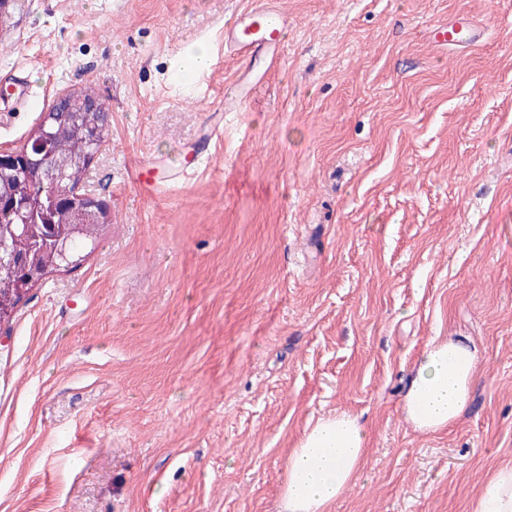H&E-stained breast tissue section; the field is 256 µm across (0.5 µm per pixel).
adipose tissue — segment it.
I'll use <instances>...</instances> for the list:
<instances>
[{
	"mask_svg": "<svg viewBox=\"0 0 512 512\" xmlns=\"http://www.w3.org/2000/svg\"><path fill=\"white\" fill-rule=\"evenodd\" d=\"M477 363L475 348L450 338L425 347L403 398L405 417L417 431L440 432L461 417ZM368 453L357 417L341 412L319 418L288 457L277 512H329L363 470ZM469 512H512V463L485 481Z\"/></svg>",
	"mask_w": 512,
	"mask_h": 512,
	"instance_id": "obj_1",
	"label": "adipose tissue"
}]
</instances>
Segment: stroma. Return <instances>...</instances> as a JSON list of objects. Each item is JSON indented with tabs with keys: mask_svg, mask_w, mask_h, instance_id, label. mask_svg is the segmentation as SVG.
I'll list each match as a JSON object with an SVG mask.
<instances>
[{
	"mask_svg": "<svg viewBox=\"0 0 512 512\" xmlns=\"http://www.w3.org/2000/svg\"><path fill=\"white\" fill-rule=\"evenodd\" d=\"M278 68L225 112L192 46L248 0H9L0 150L62 96L110 112L84 192L112 224L0 327V512H275L317 418L369 434L330 512H467L512 463V0H280ZM466 14L475 50L436 49ZM223 116L213 141L211 114ZM191 144L193 178L143 196L147 156ZM478 349L470 402L422 434L402 399L425 346ZM484 35L483 27L474 25L464 17L449 21L448 26H435L429 31L430 39L440 47H478L483 43Z\"/></svg>",
	"mask_w": 512,
	"mask_h": 512,
	"instance_id": "stroma-1",
	"label": "stroma"
}]
</instances>
